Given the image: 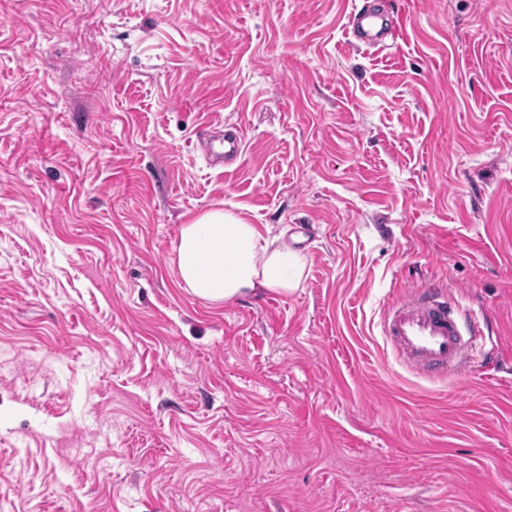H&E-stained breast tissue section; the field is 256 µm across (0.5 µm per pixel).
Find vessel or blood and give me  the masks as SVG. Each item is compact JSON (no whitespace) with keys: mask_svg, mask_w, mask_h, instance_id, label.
<instances>
[{"mask_svg":"<svg viewBox=\"0 0 512 512\" xmlns=\"http://www.w3.org/2000/svg\"><path fill=\"white\" fill-rule=\"evenodd\" d=\"M347 32L352 43L388 49L395 29L383 11L363 0L351 12ZM466 310L459 296L435 286L416 289L392 300L383 316V329L404 364L414 372L446 378L448 374L479 368L476 356L486 317L470 318L469 338H462L460 322Z\"/></svg>","mask_w":512,"mask_h":512,"instance_id":"b4317fda","label":"vessel or blood"}]
</instances>
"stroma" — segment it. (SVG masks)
Listing matches in <instances>:
<instances>
[{"label":"stroma","instance_id":"stroma-1","mask_svg":"<svg viewBox=\"0 0 512 512\" xmlns=\"http://www.w3.org/2000/svg\"><path fill=\"white\" fill-rule=\"evenodd\" d=\"M354 2L0 0V512H512V0H381L384 51ZM220 208L302 287L187 292ZM426 284L497 370L398 362ZM400 27L399 16H397L396 25L393 26L384 11L373 8L369 1H363L351 12L347 32L351 43L385 50L391 46L388 44L389 41L394 42L395 29L400 30ZM222 142L218 149H215L212 141L210 147L212 153L216 158H222L224 155L225 162H232L236 160L243 152L244 149V135L241 130H236L234 134L224 135V151L221 150Z\"/></svg>","mask_w":512,"mask_h":512}]
</instances>
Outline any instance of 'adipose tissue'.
Segmentation results:
<instances>
[{"label": "adipose tissue", "instance_id": "obj_1", "mask_svg": "<svg viewBox=\"0 0 512 512\" xmlns=\"http://www.w3.org/2000/svg\"><path fill=\"white\" fill-rule=\"evenodd\" d=\"M174 253L181 286L211 304L261 291L293 292L301 288L307 265L301 250L221 209L181 225Z\"/></svg>", "mask_w": 512, "mask_h": 512}]
</instances>
